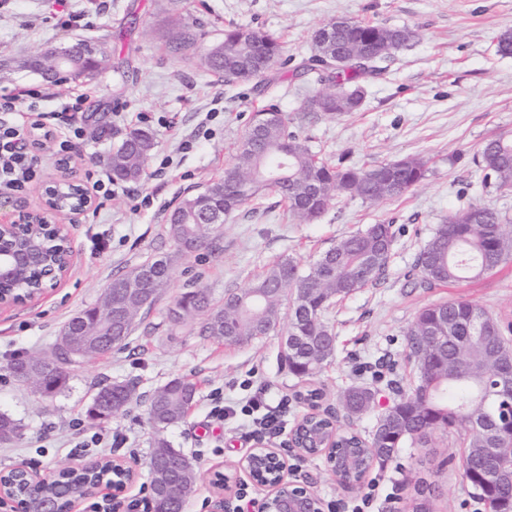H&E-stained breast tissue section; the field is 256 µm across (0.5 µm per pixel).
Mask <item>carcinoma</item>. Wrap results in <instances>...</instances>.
<instances>
[{
  "mask_svg": "<svg viewBox=\"0 0 512 512\" xmlns=\"http://www.w3.org/2000/svg\"><path fill=\"white\" fill-rule=\"evenodd\" d=\"M334 28L336 47L343 57L335 63L322 57L319 34ZM418 32L409 27L370 24L340 16L331 18L312 35L314 53L302 65V74L312 76L322 85L316 93L320 111L329 115H348L363 101L361 80L380 72L378 63L408 46ZM218 58H205L208 70L224 81L255 79L263 81L282 56L278 37L248 26H232L224 31V40L215 46ZM154 137L144 130L130 132L112 151L109 167L115 179L137 180L142 177ZM482 183L498 189H512V136L499 135L486 140L480 151ZM426 161L419 157L374 162L357 167L339 157L332 162L312 151L307 141L288 129V117L277 105L269 103L257 110L239 141L233 161L218 178L195 194L184 197L171 211L167 233L180 244L189 228L201 232L204 241L213 236V225L198 223L200 200L227 219L249 200L265 195L280 199L288 214L298 224H311L340 197L359 199L370 205L399 197L427 178ZM395 239L393 225L367 224L339 240L305 271L295 261L280 260L240 291L224 295L220 305L210 303L207 289L199 286L177 300L181 318H201L203 336L240 344L275 329L281 320L283 301L290 288L300 290V305L306 314L289 315L288 335L297 336L296 348L288 360V369L300 378L318 374L334 352V336L323 321L322 312L331 301L377 280L391 258ZM512 258V218L485 205L469 203L438 225L416 256L415 266L422 274V285L449 284L477 278L498 269ZM173 258L162 257L141 264L155 268V280L149 293L159 296L171 279ZM448 312V345L439 350L440 359L424 364L419 353L409 348L405 358L412 366L414 380L398 400L379 416L391 423V432H377L367 439L377 450L374 460L394 458L389 449L405 443L423 445L437 431L454 430L466 445L462 458V479L497 502L502 512H512V479H504L490 489L474 477L494 469L493 460L484 449L496 446L512 450V392L496 387L501 368L500 356L512 355V322L494 316L468 300H453L420 310L405 333V340L429 335L438 311ZM487 325V340L472 339L477 322ZM48 363L52 368L33 385V391L52 397L67 384L64 364L57 354L48 358L32 354L17 359ZM134 396L131 385L114 382L99 387L87 410L98 423L111 419L110 408L101 401L110 397L125 412ZM196 397V384L186 377L170 380L150 398L148 415L162 429L181 421ZM342 409L350 416L370 412L379 403L378 389L363 383L343 390L339 395ZM22 434V425L9 414L0 413V442ZM182 453L162 435L153 441L150 460L162 465L151 472V512H172L173 504L159 493V485L176 484L191 490L193 474L178 465ZM72 483L61 480L48 490L59 504L68 506ZM18 504L23 512L32 508L39 489L17 484Z\"/></svg>",
  "mask_w": 512,
  "mask_h": 512,
  "instance_id": "cac0c4a2",
  "label": "carcinoma"
}]
</instances>
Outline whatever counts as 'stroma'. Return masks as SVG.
I'll return each mask as SVG.
<instances>
[{"mask_svg":"<svg viewBox=\"0 0 512 512\" xmlns=\"http://www.w3.org/2000/svg\"><path fill=\"white\" fill-rule=\"evenodd\" d=\"M84 15L85 29L65 30L54 16ZM349 15L365 22L417 29L408 48L383 62L369 79L358 112L336 119L309 110L316 90L299 76L311 54L314 30L326 20ZM179 22L191 34L190 48H170L167 31ZM232 25L255 27L280 37L285 63L266 95L254 81L225 83L202 64L205 53ZM512 30V0H6L0 7V55L29 57L50 43L85 41L105 52L108 64L96 78L70 83L65 93L49 92L43 110L59 111L60 122L85 130L74 141L71 175L84 181L87 169L108 173L107 159L133 129L153 133L155 147L144 179L127 193L96 198L91 211L66 220L74 250L68 277L40 299L0 310V412L19 420L20 439L0 445V470L29 466L46 475L58 465L120 458L138 474L137 484L117 493L118 512H128L140 486L150 483L149 454L155 430L148 419L151 393L177 377L197 384L193 407L166 438L191 460L195 480L186 512H213L214 471L231 472L257 442L236 422L210 416L214 394L225 402L247 397L244 380L264 389L271 403L287 398V425L305 413L300 393L318 388L321 406L339 408L349 386L371 380L370 370L393 365V379L407 388L405 332L418 312L441 302L466 299L512 320V262L474 280L420 287L410 271L416 254L438 224L464 204L489 205L512 216V192L483 187L478 159L483 143L512 135V56L496 51L498 35ZM85 92L82 111L63 106ZM274 98L291 130L321 154L346 156L360 166L407 156L427 160V179L403 196L378 205L345 199L315 223L288 218L278 198L246 203L224 222L218 250L176 257L166 233L169 210L184 195L222 173L253 112ZM190 149H181L182 141ZM392 224L396 232L385 276L333 301L323 314L335 336V354L309 380L293 376L280 360L287 334L279 325L242 345L201 335L196 319L173 321L171 310L196 284L208 287L214 303L245 287L273 262L293 259L308 268L336 242L368 224ZM170 256L171 280L148 312L142 313L127 344L104 356L68 365L64 390L44 398L20 385L11 371L15 359L51 351L64 325L99 302L114 278L143 262ZM104 382H129L137 401L127 415L98 424L87 409ZM125 444L75 450L78 435L112 437ZM464 453L454 433L436 435L431 446H404L396 459L375 464L364 482L342 486L325 457L297 459L300 479L322 503L351 505L368 492L371 512H491L460 476Z\"/></svg>","mask_w":512,"mask_h":512,"instance_id":"1","label":"stroma"}]
</instances>
